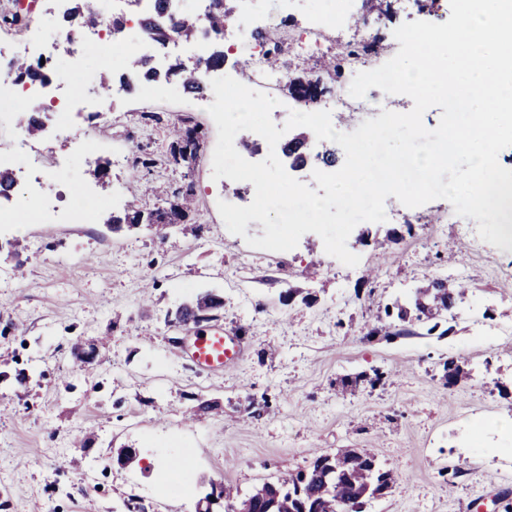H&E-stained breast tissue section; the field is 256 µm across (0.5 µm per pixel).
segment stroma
Segmentation results:
<instances>
[{"label": "stroma", "mask_w": 512, "mask_h": 512, "mask_svg": "<svg viewBox=\"0 0 512 512\" xmlns=\"http://www.w3.org/2000/svg\"><path fill=\"white\" fill-rule=\"evenodd\" d=\"M378 30L411 21L445 22L449 0L423 5L387 0ZM325 0H294L279 25L289 79L318 77L334 90L354 77L323 70L336 43L315 53L287 51ZM62 24L55 0H0V44L24 54L25 33L54 38ZM122 71L127 58L96 47L81 68L59 66L69 84L97 87L102 65ZM148 103L115 99L90 121L73 114L31 137L24 113L0 127V142L34 141L48 171L42 192L73 206V224H23L24 207L0 197L13 216L0 224V512H122L137 498L145 512H196L212 483L249 492L281 471L306 467L320 454L364 448L396 481L366 512H512V249L472 243L438 217L448 202L424 206L427 223L406 228L405 207L387 197V219L363 222L365 242L349 267L304 234L289 251L247 245L230 233L217 208L246 197L248 184L213 180L217 129L206 100L181 82ZM157 113L160 123L140 115ZM202 129L196 158L175 162L169 129L182 118ZM91 143L107 163L109 188L87 197L89 168H76L75 141ZM150 153V172H134L122 155ZM193 183L194 201L174 228L115 229L106 219L135 208H166L147 195ZM465 283L467 293L441 331L426 325L382 332L385 307L406 300L429 279ZM224 304L214 323L244 342L242 361L218 373L193 367L179 349L184 326L175 312L197 296ZM456 360L467 381L448 387L444 364ZM361 376L340 393L342 378ZM208 409H201V402ZM136 449L132 462L120 453Z\"/></svg>", "instance_id": "obj_1"}]
</instances>
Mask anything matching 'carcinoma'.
<instances>
[{"label":"carcinoma","mask_w":512,"mask_h":512,"mask_svg":"<svg viewBox=\"0 0 512 512\" xmlns=\"http://www.w3.org/2000/svg\"><path fill=\"white\" fill-rule=\"evenodd\" d=\"M169 0H154L153 10L142 19L144 29L159 44L189 41L196 36L199 28L198 18L181 14L169 19ZM230 0H209L205 23L213 34V50L204 59L191 64L180 59L171 62L163 71H158L150 58L135 56L128 73L140 82L156 80H178L186 87L202 94L205 85L198 74L203 69L224 66V28L232 13L228 6ZM68 28H95L98 17L88 11L82 0H70L69 10L63 15ZM14 73L18 80H28L43 74L38 62L19 58L15 61ZM319 82L289 81L290 94L304 101H313L319 93ZM174 141L173 155L188 161L194 158L199 147V132L194 127L179 126L172 130ZM308 139L307 134H299L294 145H283L282 152L290 160L293 169L305 164L306 157L302 146ZM173 201L167 210H159L143 217L138 210L132 209L124 216H114L110 224L138 225L147 219L151 224H178L190 210L193 201V188L177 187L172 190ZM466 292L465 285L450 283L434 278L427 285L416 290L410 299L392 304L395 309L393 319L400 322L426 323L444 318L452 313ZM219 304L218 298L207 294L196 298L191 304L180 307L177 317L185 322L193 319L204 308ZM396 481L395 472L381 467L374 455L359 448H340L334 454L316 456L304 469L288 470L280 473L274 480L266 481L247 494L230 484L219 483L220 496L223 497L224 512H339L341 504L348 502L351 512H365L366 504L383 490L390 488Z\"/></svg>","instance_id":"carcinoma-1"}]
</instances>
